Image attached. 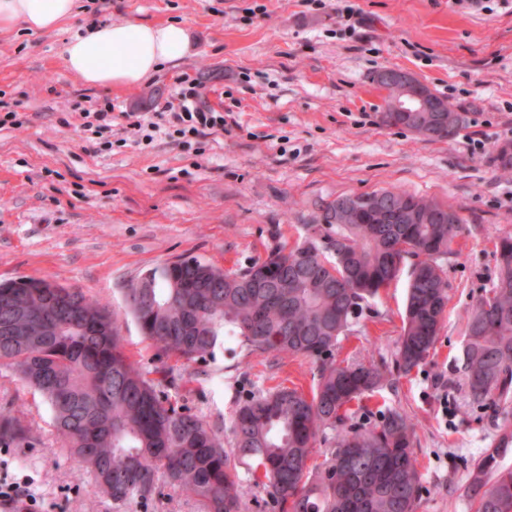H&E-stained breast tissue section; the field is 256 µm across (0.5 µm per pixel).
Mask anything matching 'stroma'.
<instances>
[{
  "instance_id": "35a3bbf8",
  "label": "stroma",
  "mask_w": 512,
  "mask_h": 512,
  "mask_svg": "<svg viewBox=\"0 0 512 512\" xmlns=\"http://www.w3.org/2000/svg\"><path fill=\"white\" fill-rule=\"evenodd\" d=\"M486 9L458 0H81L59 31L0 34V102L20 123L0 129V281L53 278L108 305L131 361L153 349L124 310L130 280L181 257L241 270L277 246L295 247L305 219L340 195L402 190L450 205L464 230L445 264L448 306L434 350L409 374L394 364L412 258L365 306L337 358L374 363L385 381L355 423L398 411L418 423L423 474L416 512H470L462 486L503 422L472 405L462 385L467 311L497 278L499 236L512 234V172L498 146L512 144V0ZM359 11L348 27L340 11ZM188 23L193 48L136 87L85 85L59 47L86 20ZM410 70L448 100L462 121L428 139L381 121L372 77ZM206 85L223 132L199 142L139 141L125 113L167 125L178 78ZM112 103L113 143L88 140L81 108ZM480 148H473V141ZM315 364L255 356L221 340L169 388L220 430L246 399L282 385L311 392ZM12 407L26 442L0 449V485L31 478L36 512H140L120 507L58 446L41 395L0 368V408Z\"/></svg>"
}]
</instances>
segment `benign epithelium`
<instances>
[{"label": "benign epithelium", "instance_id": "obj_1", "mask_svg": "<svg viewBox=\"0 0 512 512\" xmlns=\"http://www.w3.org/2000/svg\"><path fill=\"white\" fill-rule=\"evenodd\" d=\"M374 86L384 98L395 94L391 107L413 131L429 134L433 129L442 128L441 119L437 116L442 107L424 90V84L412 72L405 69L380 70L375 74Z\"/></svg>", "mask_w": 512, "mask_h": 512}]
</instances>
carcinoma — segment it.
Instances as JSON below:
<instances>
[{
    "label": "carcinoma",
    "mask_w": 512,
    "mask_h": 512,
    "mask_svg": "<svg viewBox=\"0 0 512 512\" xmlns=\"http://www.w3.org/2000/svg\"><path fill=\"white\" fill-rule=\"evenodd\" d=\"M446 136L462 121L448 101ZM408 209L397 223L379 212L347 213L348 196L324 202L314 232L289 252L273 249L243 271L197 257L156 266L124 291V305L155 348L148 369L127 356L112 311L76 288L43 278L0 282V367L37 390L70 456L120 504L147 503L170 486L204 512H241L237 462L276 512H416L422 475L415 423L390 412L370 427L348 423L351 406L384 380L373 364L336 359L363 303L412 265L395 363L407 375L430 355L448 303L444 261L462 230L449 206L406 192L377 191ZM497 282L466 314L463 386L471 401L512 416V236L496 244ZM232 337L250 355L291 354L319 366L311 394L281 387L246 401L232 419L231 447L202 416L162 389L175 361L188 368ZM158 374L154 379L151 374ZM341 427L324 469L308 461L324 428ZM27 430L0 408V445ZM512 433L473 464L464 487L473 512H512V466L502 465Z\"/></svg>",
    "instance_id": "1"
}]
</instances>
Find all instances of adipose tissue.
<instances>
[{"label": "adipose tissue", "mask_w": 512, "mask_h": 512, "mask_svg": "<svg viewBox=\"0 0 512 512\" xmlns=\"http://www.w3.org/2000/svg\"><path fill=\"white\" fill-rule=\"evenodd\" d=\"M78 0H0V31L52 32L71 19ZM191 49L187 23L136 20L90 23L60 48L67 70L83 83L112 89L141 85Z\"/></svg>", "instance_id": "obj_1"}]
</instances>
